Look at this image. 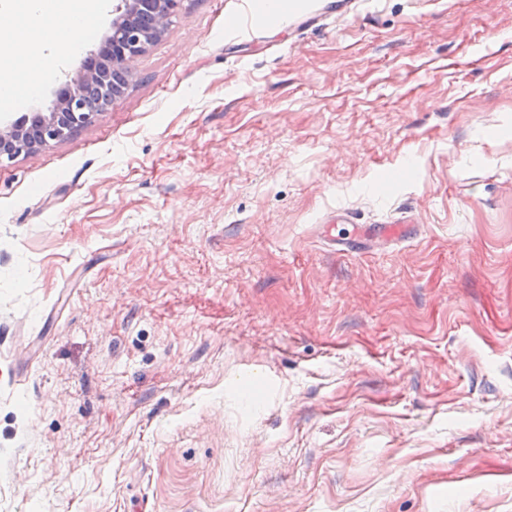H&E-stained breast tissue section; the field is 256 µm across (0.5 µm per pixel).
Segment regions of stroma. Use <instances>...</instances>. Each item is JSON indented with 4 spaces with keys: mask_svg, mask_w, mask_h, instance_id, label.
I'll list each match as a JSON object with an SVG mask.
<instances>
[{
    "mask_svg": "<svg viewBox=\"0 0 512 512\" xmlns=\"http://www.w3.org/2000/svg\"><path fill=\"white\" fill-rule=\"evenodd\" d=\"M263 5L0 165V512H512V0ZM419 224H354L346 214H333L320 225V237L336 250L339 241L351 249H361L371 237H378L389 245H396L415 234Z\"/></svg>",
    "mask_w": 512,
    "mask_h": 512,
    "instance_id": "1",
    "label": "stroma"
}]
</instances>
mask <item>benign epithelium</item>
I'll return each mask as SVG.
<instances>
[{"label": "benign epithelium", "instance_id": "benign-epithelium-1", "mask_svg": "<svg viewBox=\"0 0 512 512\" xmlns=\"http://www.w3.org/2000/svg\"><path fill=\"white\" fill-rule=\"evenodd\" d=\"M181 0H116L113 6L112 34L86 60L112 54V68L101 73L86 69L67 82L50 112L26 113L14 120L0 119V165L19 155L52 142L70 138L106 111L102 89L107 80H130V59L141 55L165 30Z\"/></svg>", "mask_w": 512, "mask_h": 512}]
</instances>
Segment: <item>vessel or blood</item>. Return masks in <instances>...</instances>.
Wrapping results in <instances>:
<instances>
[{"instance_id": "obj_1", "label": "vessel or blood", "mask_w": 512, "mask_h": 512, "mask_svg": "<svg viewBox=\"0 0 512 512\" xmlns=\"http://www.w3.org/2000/svg\"><path fill=\"white\" fill-rule=\"evenodd\" d=\"M417 231L413 224H357L345 214L332 215L320 226V237L329 246H337L345 243L349 247L357 249L373 237L380 238L389 245H395Z\"/></svg>"}]
</instances>
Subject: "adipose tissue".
<instances>
[{
    "label": "adipose tissue",
    "instance_id": "adipose-tissue-1",
    "mask_svg": "<svg viewBox=\"0 0 512 512\" xmlns=\"http://www.w3.org/2000/svg\"><path fill=\"white\" fill-rule=\"evenodd\" d=\"M101 0H62L45 10L41 0H0V38L9 47L0 57V102L34 94L57 67L79 52L96 21Z\"/></svg>",
    "mask_w": 512,
    "mask_h": 512
}]
</instances>
